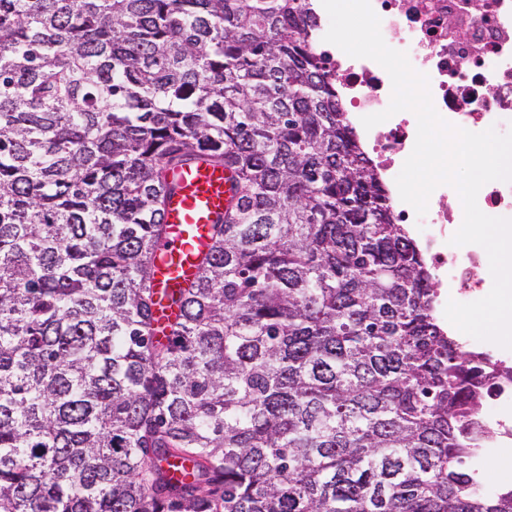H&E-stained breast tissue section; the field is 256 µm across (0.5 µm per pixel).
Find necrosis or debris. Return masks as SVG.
Here are the masks:
<instances>
[{
  "label": "necrosis or debris",
  "mask_w": 512,
  "mask_h": 512,
  "mask_svg": "<svg viewBox=\"0 0 512 512\" xmlns=\"http://www.w3.org/2000/svg\"><path fill=\"white\" fill-rule=\"evenodd\" d=\"M381 20L386 44L406 52L412 67L429 78L434 105L448 122L471 132L512 130V0H370ZM325 14H318L317 49L349 108L351 125L361 133L367 155L384 175L395 197L394 215L412 225L428 257L437 287L452 291L453 300L468 303L493 285L486 251L479 245H451L461 226L463 208L456 191L439 186L424 216L400 201L396 178L412 153L417 119L401 111L372 129L364 116L384 111L391 100V79L374 60L353 58L324 36ZM484 414L496 447L512 446V379L502 380L490 394Z\"/></svg>",
  "instance_id": "4bbe7bcc"
}]
</instances>
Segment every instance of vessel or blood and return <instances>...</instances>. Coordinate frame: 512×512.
Segmentation results:
<instances>
[{
    "label": "vessel or blood",
    "mask_w": 512,
    "mask_h": 512,
    "mask_svg": "<svg viewBox=\"0 0 512 512\" xmlns=\"http://www.w3.org/2000/svg\"><path fill=\"white\" fill-rule=\"evenodd\" d=\"M178 190L164 213L169 235L159 252V288H172L196 271L208 245L209 226L229 197L224 168L188 166L174 173Z\"/></svg>",
    "instance_id": "1"
}]
</instances>
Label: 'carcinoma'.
Returning <instances> with one entry per match:
<instances>
[{
    "label": "carcinoma",
    "instance_id": "obj_1",
    "mask_svg": "<svg viewBox=\"0 0 512 512\" xmlns=\"http://www.w3.org/2000/svg\"><path fill=\"white\" fill-rule=\"evenodd\" d=\"M309 0H0V512H512ZM230 171L157 323L163 211Z\"/></svg>",
    "mask_w": 512,
    "mask_h": 512
}]
</instances>
